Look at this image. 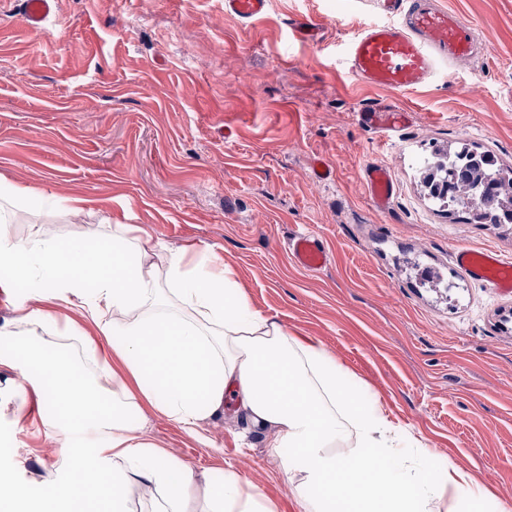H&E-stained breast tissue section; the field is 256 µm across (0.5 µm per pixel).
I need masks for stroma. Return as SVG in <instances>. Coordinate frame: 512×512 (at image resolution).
<instances>
[{"mask_svg":"<svg viewBox=\"0 0 512 512\" xmlns=\"http://www.w3.org/2000/svg\"><path fill=\"white\" fill-rule=\"evenodd\" d=\"M440 3L473 25L480 50L398 93L361 86L346 65L347 40L383 19L372 0H272L252 24L225 17L224 0H59L40 30L23 0H0V182L83 198L80 216L39 218L61 243L133 224L169 248L208 245L254 309L321 342L412 447L491 493L475 506L441 500L438 512H494L512 503V294L462 273L454 253L491 247L512 260V224L433 202L420 162L466 143L512 167V0ZM302 17L319 21L317 41L295 37ZM379 104L406 108L411 123L364 126L359 110ZM314 156L334 181L311 178ZM375 163L395 183L384 212L362 181ZM303 228L329 251L321 271L284 249ZM143 432L297 512L296 477L235 406L195 437L157 413ZM58 446L38 415L0 412V475L30 502L61 476Z\"/></svg>","mask_w":512,"mask_h":512,"instance_id":"obj_1","label":"stroma"}]
</instances>
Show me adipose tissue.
Wrapping results in <instances>:
<instances>
[{"label":"adipose tissue","mask_w":512,"mask_h":512,"mask_svg":"<svg viewBox=\"0 0 512 512\" xmlns=\"http://www.w3.org/2000/svg\"><path fill=\"white\" fill-rule=\"evenodd\" d=\"M3 196L84 211L81 198L62 204L21 184L0 185ZM14 222L0 208V293L25 282L37 305L0 326V369L11 372L0 408L20 420L51 411L65 464L37 512H127L135 486L158 495L155 512H278L235 474L198 478L142 435L151 411L196 434L229 398L252 427L270 431V455L287 458L307 486L295 495L299 512H436L446 496L484 500L469 473L404 447V431L352 390L324 346L255 310L208 247L167 250L127 224L91 245L58 243L42 224L20 240ZM60 304L91 331L54 316ZM54 332L80 336L99 375H76L47 341ZM339 443L347 454H336Z\"/></svg>","instance_id":"ef3b65f1"}]
</instances>
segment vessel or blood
Wrapping results in <instances>:
<instances>
[{"label": "vessel or blood", "mask_w": 512, "mask_h": 512, "mask_svg": "<svg viewBox=\"0 0 512 512\" xmlns=\"http://www.w3.org/2000/svg\"><path fill=\"white\" fill-rule=\"evenodd\" d=\"M270 0H224V12L250 22L268 11ZM58 0H28L25 21L38 29L55 15ZM385 15L384 23L366 27L347 44V65L365 86L405 93L433 78L440 66L469 63L475 52L473 28L458 15L440 7L437 0H376ZM363 125L391 130L410 122L409 112L398 106L364 108L359 112ZM363 183L375 209L388 210L394 181L382 164L368 166ZM288 252L294 263L308 271H318L329 262L322 239L310 231L293 234ZM456 266L468 276L485 282L497 291H512V261L496 251L469 248L457 250Z\"/></svg>", "instance_id": "1"}]
</instances>
